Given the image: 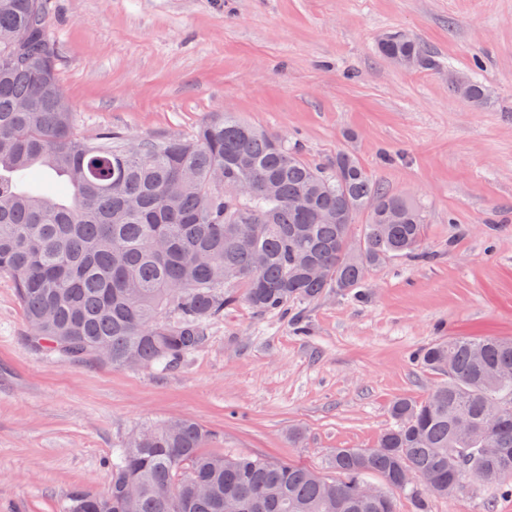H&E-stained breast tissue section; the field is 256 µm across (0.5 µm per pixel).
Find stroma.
Instances as JSON below:
<instances>
[{"instance_id":"1","label":"stroma","mask_w":512,"mask_h":512,"mask_svg":"<svg viewBox=\"0 0 512 512\" xmlns=\"http://www.w3.org/2000/svg\"><path fill=\"white\" fill-rule=\"evenodd\" d=\"M57 77L76 132L129 144L193 138L224 113L287 138L309 162L353 154L425 211L429 261L372 271L360 302L328 292L290 314L225 309L180 366L61 362L20 341L0 274V512H61L104 491L113 448L189 417L207 453L320 468L372 448L399 398L444 379L413 358L452 336L512 337V0H46ZM391 33L437 66L394 65ZM489 92L475 107L448 76ZM428 512H512L489 490ZM378 49L380 54L389 60L393 57H413L417 60L415 67L431 69L437 66L436 61L420 42L400 34H392L381 39Z\"/></svg>"}]
</instances>
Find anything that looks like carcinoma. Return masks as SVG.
I'll use <instances>...</instances> for the list:
<instances>
[{
  "label": "carcinoma",
  "instance_id": "1",
  "mask_svg": "<svg viewBox=\"0 0 512 512\" xmlns=\"http://www.w3.org/2000/svg\"><path fill=\"white\" fill-rule=\"evenodd\" d=\"M386 59L437 66L400 34L378 43ZM475 106L487 89L453 86ZM56 74L45 0H0V273L25 317L24 343L60 361L172 369L206 345L224 309L244 301L286 313L329 289L362 298L370 271L421 251L424 214L339 152L314 165L288 141L224 113L189 140L76 133ZM43 168L26 192L18 170ZM240 187L235 194L213 180ZM400 213L395 224L391 211ZM318 211L339 223L318 224ZM367 213L358 243L355 217ZM247 236L251 244L238 246ZM448 373L420 401L399 399L373 448H338L332 474L246 453L212 455L215 433L191 419L150 424L112 449L107 490L73 488L63 512H396L395 494L428 512L431 497L484 487L512 497V339L459 336L417 352ZM430 475V488L413 481ZM377 476L378 495L362 488Z\"/></svg>",
  "mask_w": 512,
  "mask_h": 512
}]
</instances>
